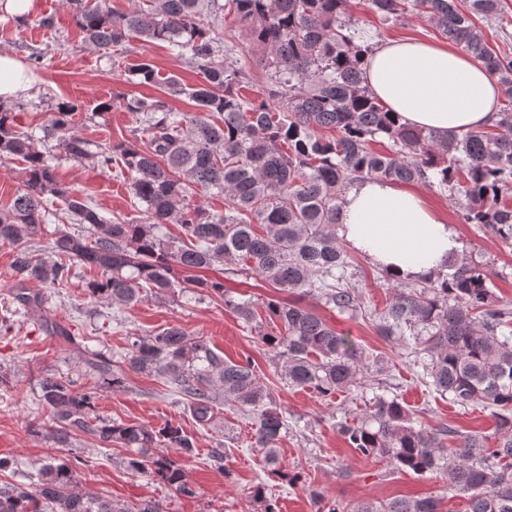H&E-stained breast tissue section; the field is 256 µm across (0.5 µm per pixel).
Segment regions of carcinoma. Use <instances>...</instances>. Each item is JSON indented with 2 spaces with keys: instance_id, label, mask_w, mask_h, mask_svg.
<instances>
[{
  "instance_id": "cac0c4a2",
  "label": "carcinoma",
  "mask_w": 512,
  "mask_h": 512,
  "mask_svg": "<svg viewBox=\"0 0 512 512\" xmlns=\"http://www.w3.org/2000/svg\"><path fill=\"white\" fill-rule=\"evenodd\" d=\"M146 9L121 11L110 0H68L76 26L91 47L109 53L135 36L168 45L201 77L187 86L166 79L171 95H184L195 111L174 109L161 96H114L96 110L132 114L129 137L99 144L75 131L79 106L56 104L40 151L32 133L20 128L15 108L0 101V160L22 162L21 187L0 209V242L15 247L10 265L15 301L31 317L44 296L28 292L38 282L52 288L72 267L97 272L85 282L90 298L131 305L142 292L160 298L181 284L224 301L256 338L282 360L286 383L321 398L374 385L363 351L315 309L302 303L314 296L342 315L363 314L346 277L352 256L336 232L344 193L359 177L394 183L422 182L449 193L459 220L490 229L512 242V55L491 44L481 22L503 24L512 38L509 0H364L385 22L412 17L435 27L460 45L498 80L506 105L489 127L440 133L402 124L363 83L365 57L379 34L363 26L351 0H147ZM223 16L244 30L265 70L259 87L250 82L248 59L228 60L224 39L202 21ZM140 84L158 82L144 59L131 70ZM323 129L336 131L325 138ZM387 139L391 154L371 149ZM105 169L118 162L131 177L130 191L144 205V217L105 220L82 191L62 184L50 150ZM224 194V212L193 204L198 192ZM81 226L78 234L59 231L42 257L41 238L50 210ZM178 224L182 237L163 233ZM226 262L238 272L261 277L288 298L262 306L224 293V282L194 273ZM188 274L173 279V271ZM486 264L462 252L440 270L415 283L399 282L393 300L377 315L379 335L420 357L423 377L453 404L480 406L495 419L491 435L466 434L446 426L426 428L396 397L376 394L357 416L336 424L347 445L418 476L448 475L467 496L466 512H512V306L494 298ZM277 332H266L262 322ZM92 375L114 391L126 389V370L161 376L187 404L195 422L212 425L219 396L254 416L252 447L263 454L270 474L290 485L301 476L283 466L278 444L288 421L252 359L224 357L210 341L174 323L151 336H138L121 360L102 350L89 352ZM48 412V434L60 446L83 433L105 448L135 449L127 466L148 472L181 496L197 488L182 467L160 448L191 455L195 445L181 427L156 430L106 422L91 415L97 387H81L60 373L37 380ZM457 437L456 446L445 445ZM84 459L58 456L42 465L28 486L0 485V512H158L142 500L119 504L79 488ZM260 512H278L260 484L251 491ZM345 512H441L432 497L402 496L363 501Z\"/></svg>"
}]
</instances>
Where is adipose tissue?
Returning <instances> with one entry per match:
<instances>
[{
    "instance_id": "adipose-tissue-1",
    "label": "adipose tissue",
    "mask_w": 512,
    "mask_h": 512,
    "mask_svg": "<svg viewBox=\"0 0 512 512\" xmlns=\"http://www.w3.org/2000/svg\"><path fill=\"white\" fill-rule=\"evenodd\" d=\"M365 85L403 123L465 132L492 124L500 85L468 55L448 44L387 41L369 58ZM341 238L396 280L442 270L462 245L452 225L423 193L394 182L364 179L341 201Z\"/></svg>"
}]
</instances>
